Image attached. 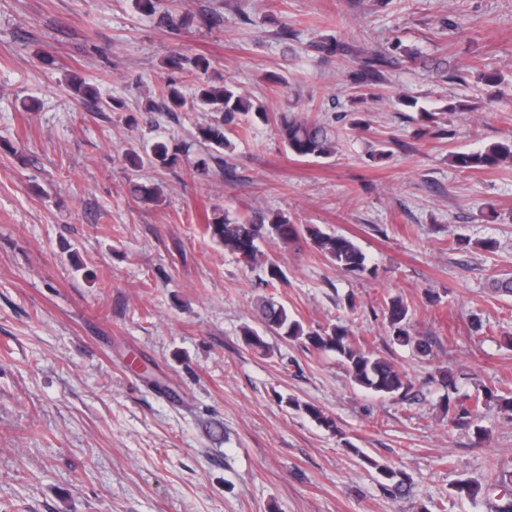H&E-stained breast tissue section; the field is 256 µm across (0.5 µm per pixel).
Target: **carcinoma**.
Returning <instances> with one entry per match:
<instances>
[{
    "mask_svg": "<svg viewBox=\"0 0 512 512\" xmlns=\"http://www.w3.org/2000/svg\"><path fill=\"white\" fill-rule=\"evenodd\" d=\"M172 63L177 67L185 65L202 75L194 101L200 108L211 113L210 122L199 129V138L208 144L209 151L196 161L195 170L199 175L207 176L213 168H221L224 162V149L230 146L226 130L236 121L237 115L252 113L267 122L269 113L262 102L241 94L233 82L210 77L207 59L181 57L173 59ZM161 96L165 112H175L186 105L185 96L171 84L162 89ZM276 124L286 150L294 157L321 158L336 151V142L327 126L306 114L282 113L276 117ZM450 159L457 168L463 170L510 169L512 137L492 142L477 151L453 153ZM125 160L137 168L146 164L167 168L175 164L176 154L170 152L165 142L157 141L143 155L135 150L127 151ZM205 233L247 265L258 262L260 251L257 243L260 240L273 239L286 247L303 238L310 241L313 248L337 269L350 275H362L369 271L367 255L353 239L329 234L315 224H294L284 213L272 212L265 215L255 212L244 220H231L221 214L205 225ZM385 310L394 341L403 346L412 345L425 356L431 354L429 340L411 334L409 306L402 299H389L385 302ZM258 315L267 332L300 339L305 347L318 352L336 353L351 381L360 387L393 401L408 400L413 385L407 375L395 364L365 351L352 336L348 326L334 324L325 329L306 330L300 321L292 317L288 308L272 300H264L258 305ZM241 336L246 346L256 350L267 349L257 330L245 327ZM491 400L496 401L502 411L512 413V395L499 394L486 387L480 389L469 403H458L448 409L449 424L457 429L471 430L478 439L487 440L486 430L479 425V412L481 405ZM288 404L303 411L319 426L334 433L338 431L335 419L320 408L302 404L296 399L288 400ZM345 447L363 464L375 469L384 484L393 491L401 494L407 490L409 476L403 470L377 462L349 441L345 442Z\"/></svg>",
    "mask_w": 512,
    "mask_h": 512,
    "instance_id": "carcinoma-1",
    "label": "carcinoma"
}]
</instances>
